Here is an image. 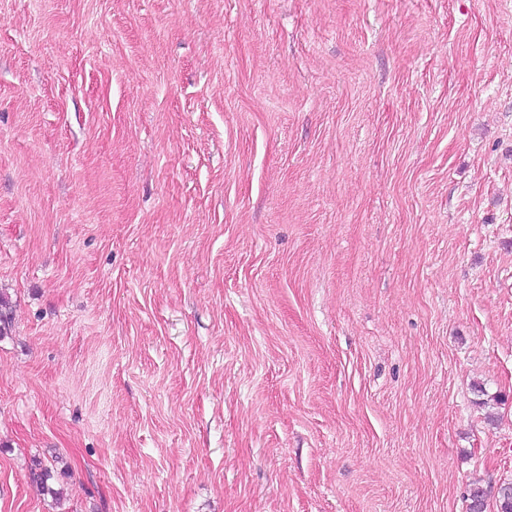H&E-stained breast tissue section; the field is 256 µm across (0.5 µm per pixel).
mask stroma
<instances>
[{
  "instance_id": "35a3bbf8",
  "label": "stroma",
  "mask_w": 512,
  "mask_h": 512,
  "mask_svg": "<svg viewBox=\"0 0 512 512\" xmlns=\"http://www.w3.org/2000/svg\"><path fill=\"white\" fill-rule=\"evenodd\" d=\"M0 294V512H466L512 0H0Z\"/></svg>"
}]
</instances>
